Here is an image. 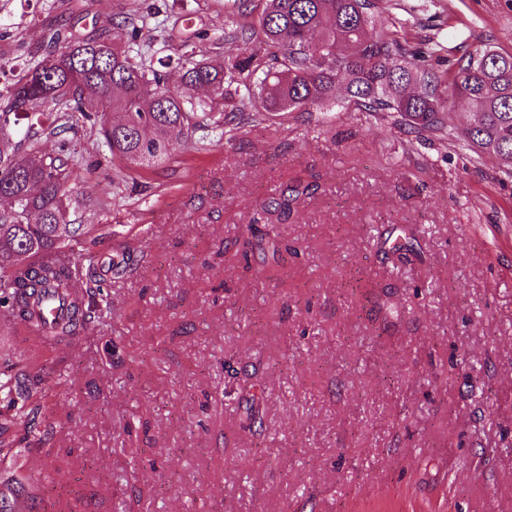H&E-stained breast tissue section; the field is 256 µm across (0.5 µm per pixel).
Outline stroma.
I'll return each instance as SVG.
<instances>
[{
	"label": "stroma",
	"instance_id": "1",
	"mask_svg": "<svg viewBox=\"0 0 512 512\" xmlns=\"http://www.w3.org/2000/svg\"><path fill=\"white\" fill-rule=\"evenodd\" d=\"M412 43L512 52V0H379ZM156 13L179 47L224 0H10L0 87L46 34ZM116 185L79 170L107 309L35 346L0 310V371L40 377L43 441L0 428L25 512H512V177L445 129L343 105L252 120ZM302 188L288 214L272 197ZM403 237L411 249L392 247ZM120 274H113V263Z\"/></svg>",
	"mask_w": 512,
	"mask_h": 512
}]
</instances>
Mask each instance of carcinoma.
<instances>
[{"label":"carcinoma","mask_w":512,"mask_h":512,"mask_svg":"<svg viewBox=\"0 0 512 512\" xmlns=\"http://www.w3.org/2000/svg\"><path fill=\"white\" fill-rule=\"evenodd\" d=\"M256 7L257 20L213 38L209 51L192 45L158 58L168 73L154 67L156 42H141L148 16L128 13L113 23L120 36L112 41L74 39L0 90V195L12 199L0 209V308L15 322L33 324L51 297L62 310L57 334L74 336L112 288L96 276L95 255L86 254V268L55 259L83 235L72 216L91 199L69 188L81 162L61 135L74 119L97 130L99 156L123 179L173 160L172 131L223 126L231 90L247 93L261 120L343 103L394 112L416 135L441 131L444 112L463 99L474 121L458 140L496 156L512 174V53L486 45L438 73L427 65L437 45L413 46L378 15L377 0H259ZM239 42L277 49L273 63L256 47L225 65L207 57H222ZM199 88L209 90L207 100L196 98ZM44 139L55 141L56 151H44ZM81 280L84 290L76 289ZM33 390L25 372L0 374V405L31 431Z\"/></svg>","instance_id":"carcinoma-1"}]
</instances>
